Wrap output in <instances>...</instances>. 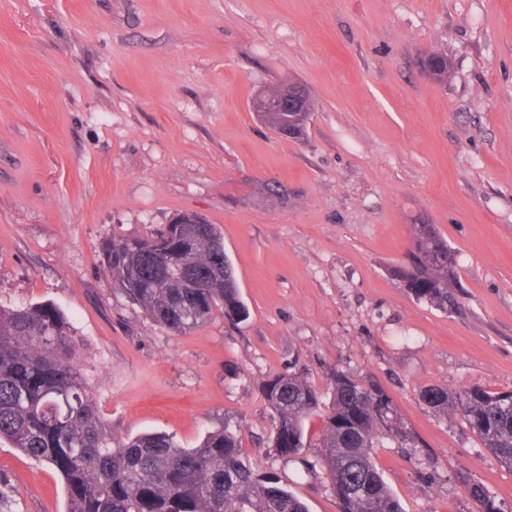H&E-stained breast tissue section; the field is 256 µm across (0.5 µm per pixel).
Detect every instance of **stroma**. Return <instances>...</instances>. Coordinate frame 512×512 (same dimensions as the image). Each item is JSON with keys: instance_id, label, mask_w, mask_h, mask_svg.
<instances>
[{"instance_id": "obj_1", "label": "stroma", "mask_w": 512, "mask_h": 512, "mask_svg": "<svg viewBox=\"0 0 512 512\" xmlns=\"http://www.w3.org/2000/svg\"><path fill=\"white\" fill-rule=\"evenodd\" d=\"M447 55L448 79L420 68ZM304 85L303 138L257 95ZM183 213L215 224L248 310L169 332L102 246ZM417 224L454 251L447 309L391 274ZM51 303L115 434L183 447L231 424L309 512H341L320 451L280 457L262 380L385 391L413 436L371 455L404 512H512V470L420 398L512 390V0H0V305ZM0 512H65L57 471L0 443ZM467 490L472 503L476 507L474 512H502L495 497L484 486L476 482H469Z\"/></svg>"}]
</instances>
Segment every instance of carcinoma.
Here are the masks:
<instances>
[{
    "mask_svg": "<svg viewBox=\"0 0 512 512\" xmlns=\"http://www.w3.org/2000/svg\"><path fill=\"white\" fill-rule=\"evenodd\" d=\"M166 233L175 246L169 259L152 246ZM139 241L137 248L129 238L106 241L104 266L115 287L158 325L187 333L217 311L230 321L246 317L215 225L172 224ZM413 245L410 263L394 267L393 276L416 299L448 308L456 268L448 242L434 225L416 224ZM172 266L202 277L205 287H182ZM82 349L55 305L0 306V442L61 475L66 512H307L279 476L243 460L239 437L227 424L194 448L157 432L114 435ZM259 390L273 413V448L285 459L320 448L341 512H403L370 455L383 436L410 440L387 393L337 369L328 398L297 373L269 377ZM420 397L436 415L464 419L483 447L512 469L511 390L453 393L429 385ZM315 413L322 426L313 444L305 420ZM467 490L474 512H502L484 486L470 482Z\"/></svg>",
    "mask_w": 512,
    "mask_h": 512,
    "instance_id": "cac0c4a2",
    "label": "carcinoma"
}]
</instances>
